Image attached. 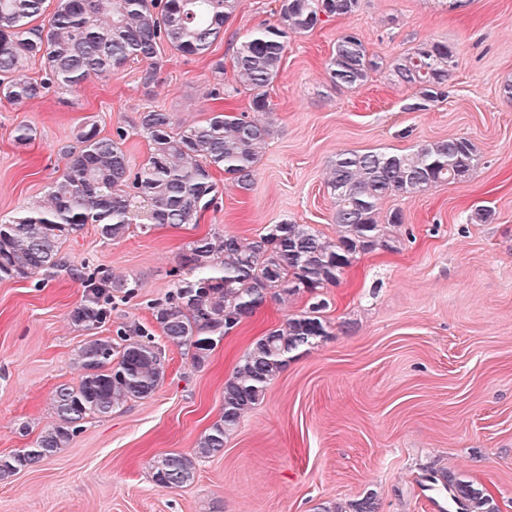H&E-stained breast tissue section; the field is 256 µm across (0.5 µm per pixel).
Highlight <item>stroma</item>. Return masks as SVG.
I'll return each mask as SVG.
<instances>
[{"label": "stroma", "instance_id": "1", "mask_svg": "<svg viewBox=\"0 0 512 512\" xmlns=\"http://www.w3.org/2000/svg\"><path fill=\"white\" fill-rule=\"evenodd\" d=\"M275 0H238L224 35L205 56L161 46L156 81L133 63L77 92L50 86L42 98L0 99V218L41 202L63 171L62 150L77 127L102 134L129 129L132 165L149 144L131 128L139 112H172L189 126L216 107L241 112L248 94L213 100L211 63L231 60L261 23L275 22ZM355 32L383 69L355 89H336L326 62L337 38ZM424 40L456 49L442 100L407 111L411 89L392 81L387 62ZM512 0H362L289 38L269 89L276 132L242 192L219 182L221 197L199 224L131 225L112 241L89 224L63 241L65 265L53 276L0 280V456L32 447L57 422L56 388L78 384L76 355L88 331L69 314L83 289L70 273L87 262L140 287L115 298L99 328L154 326V302L173 289L185 244L219 232L253 238L291 221L335 237V200L327 186L343 151L401 153L454 137L472 140L478 164L455 184L391 195L380 214L398 210L395 250L358 258L339 285L323 289L328 336L291 354L262 402L230 432L224 451L196 460L191 483L155 485L151 467L169 453L192 455L222 412L224 381L250 344L307 295L268 301L221 340L203 366L186 349L159 340L164 378L146 399L82 422L66 447L39 467L0 478V512H328L374 495L377 512H459L433 472L447 471L512 512ZM27 124L34 140L16 144ZM491 222L466 223L471 209Z\"/></svg>", "mask_w": 512, "mask_h": 512}]
</instances>
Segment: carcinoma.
I'll return each mask as SVG.
<instances>
[{
  "label": "carcinoma",
  "mask_w": 512,
  "mask_h": 512,
  "mask_svg": "<svg viewBox=\"0 0 512 512\" xmlns=\"http://www.w3.org/2000/svg\"><path fill=\"white\" fill-rule=\"evenodd\" d=\"M362 0H279L276 23H263L236 48L232 68L250 92L249 111L229 115L212 110L205 119L177 125L174 113L149 109L140 113L136 130L150 145L144 163L134 168L123 149L126 129L100 134L88 124L75 144L63 148V173L49 186L47 204L0 223V279H28L62 268L63 240L85 225L98 226L108 240L122 238L134 220L137 204H147L144 224L181 227L199 222L219 195L214 173L222 172L239 189L250 191L263 146L275 133L273 123L249 112L273 111L269 88L278 77L285 45L292 34L314 29L325 16L356 14ZM0 0V97L14 103L40 98L49 82L76 92L92 79L106 80L127 63L146 64L140 81L151 85L161 45L190 56H204L224 34L237 0ZM41 63L46 77L26 73L25 63ZM383 63L351 32L336 40L326 63L335 87L357 88ZM456 66L454 50L443 41H423L389 64L392 80L415 91L412 111L445 96L443 87ZM478 161L473 142L455 137L423 144L409 153L353 152L336 155L328 187L336 199V238L308 224L283 222L264 228L242 243L231 235L210 234L189 242L172 270L176 286L153 316L165 339L191 350L201 367L217 341L253 317L269 300L305 293L319 295L335 286L362 254L392 250L393 229L404 223L393 211L379 223L378 204L392 194L416 195L438 183H455ZM190 272L193 277H182ZM84 288L70 312L73 324L96 330L109 315L112 294L136 295L135 280L114 279L84 263L70 269ZM320 298L305 310L252 342L224 381L223 412L200 435L195 457L168 453L152 465L161 488H178L194 478V458L224 451V440L241 418L265 397L289 355L312 348L329 335ZM119 343L91 335L76 364L82 371L75 387L61 385L53 403L57 425L34 446L0 456V478L38 466L69 442L82 421L103 417L130 400L150 397L164 376L162 350L152 333L136 327L117 332ZM455 501L477 506L490 497L468 481L442 473Z\"/></svg>",
  "instance_id": "obj_1"
}]
</instances>
